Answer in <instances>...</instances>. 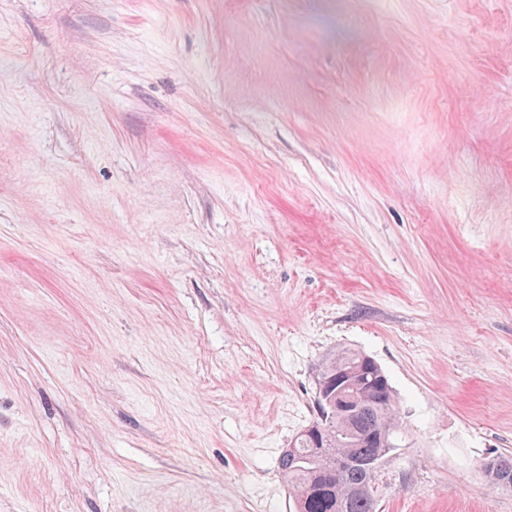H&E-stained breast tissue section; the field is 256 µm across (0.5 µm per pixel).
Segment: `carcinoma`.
I'll list each match as a JSON object with an SVG mask.
<instances>
[{
  "mask_svg": "<svg viewBox=\"0 0 512 512\" xmlns=\"http://www.w3.org/2000/svg\"><path fill=\"white\" fill-rule=\"evenodd\" d=\"M360 373L358 398L366 408L359 431L394 436L401 431V416L392 389H378L379 370L365 364L363 353L342 349L328 354L319 366L316 384L336 375V369ZM386 452L384 448H361L351 434L345 413L329 412L319 422V435L296 443L294 457L279 458L280 471L288 483L294 512H377V502L362 493L366 473L362 463ZM487 478L499 487L512 489V453L501 452L483 464Z\"/></svg>",
  "mask_w": 512,
  "mask_h": 512,
  "instance_id": "1",
  "label": "carcinoma"
}]
</instances>
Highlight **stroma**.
Segmentation results:
<instances>
[{"label": "stroma", "instance_id": "35a3bbf8", "mask_svg": "<svg viewBox=\"0 0 512 512\" xmlns=\"http://www.w3.org/2000/svg\"><path fill=\"white\" fill-rule=\"evenodd\" d=\"M337 348L512 512V0H0V512H292ZM483 470L487 478L499 487L512 489V453L501 452L489 457L483 464Z\"/></svg>", "mask_w": 512, "mask_h": 512}]
</instances>
